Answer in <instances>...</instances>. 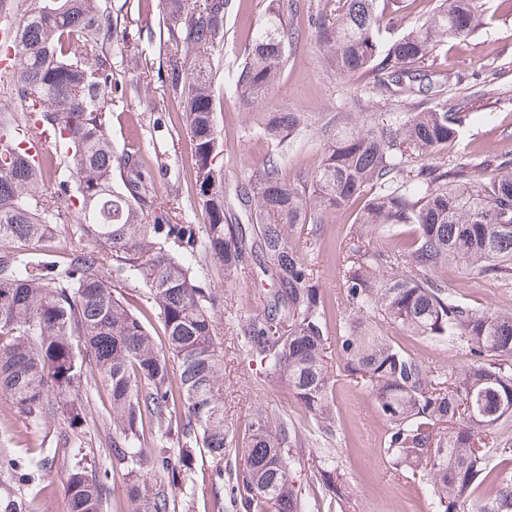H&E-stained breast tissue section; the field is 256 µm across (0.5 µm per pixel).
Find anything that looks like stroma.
I'll list each match as a JSON object with an SVG mask.
<instances>
[{"label": "stroma", "instance_id": "obj_1", "mask_svg": "<svg viewBox=\"0 0 512 512\" xmlns=\"http://www.w3.org/2000/svg\"><path fill=\"white\" fill-rule=\"evenodd\" d=\"M121 7L132 27L141 31V47L151 62L164 57L163 0H112ZM267 0H232L224 25V47L215 58L216 122L223 139L224 188L235 196L248 174L276 158L284 177L318 168L324 157L323 123L341 117L362 121L374 112L397 111V103L370 92L357 78L331 74L324 52L309 23L307 10L291 20L298 33L288 48V62L280 78L260 104L246 108L234 93L232 79L239 56L253 30L264 16ZM428 68L449 76L446 98L449 107L465 105L469 120L457 137L439 151L440 157H465L473 163L512 155V0H480L476 28L465 40L440 45ZM287 111L304 114L308 123L285 143H277L260 130L265 113ZM182 117L177 100L164 76L140 80L127 71L122 99L112 108V142L122 147L129 129L141 138L143 163L151 173L159 199L178 196L187 217L200 221L197 190L191 160L178 140ZM365 203L357 198L348 209L323 215L319 243L310 255L319 270V286L329 317L344 309L343 266L339 244L358 231L357 215ZM195 272L205 287L221 302L224 336V413L229 421L247 423L256 410L264 409L288 417L296 433L293 442L301 459L332 451L348 490L344 512H435L429 486L411 471L394 470L383 452L386 426L379 416L369 389L347 377L341 363L336 374V431L319 434L310 415L283 386L267 381L264 367L239 343L242 322L261 316L269 284L260 273L225 279L203 256H196ZM450 289L477 310L512 311V283L476 270L451 269L446 273ZM386 332L393 342L414 354L430 368L452 369L466 362L467 355L451 344H437L411 335L395 326ZM83 446L89 459L108 471V499L103 512H127L126 476L112 464L111 432L106 423L111 413L108 395L101 389L86 391ZM60 427L51 423L34 426L11 400L0 395V448L19 456L50 450L39 483L35 512H69L66 483L67 462L54 447Z\"/></svg>", "mask_w": 512, "mask_h": 512}]
</instances>
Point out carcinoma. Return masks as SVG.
<instances>
[{
    "label": "carcinoma",
    "instance_id": "cac0c4a2",
    "mask_svg": "<svg viewBox=\"0 0 512 512\" xmlns=\"http://www.w3.org/2000/svg\"><path fill=\"white\" fill-rule=\"evenodd\" d=\"M165 66L178 100L197 188L201 224L179 199L158 200L132 130L112 145V94L124 89L119 60L142 64L140 32L112 0H17L0 51L19 59L0 69V394L37 425L71 431L67 456L70 512H102L108 472L88 462L78 429L86 418L83 385L106 390L112 408V463L126 471L128 512H175L173 491L193 482L195 452L212 460L217 512H302V471L288 421L258 411L236 427L224 416L221 304L196 277L198 242L209 263L229 277L259 262L271 283L263 314L240 337L304 406L320 432L332 433L334 379L327 360L328 318L318 270L304 255L310 224L372 188L360 232L345 244V311L336 351L353 381L370 388L385 425L384 453L394 469L423 473L436 512H512V478L497 476L492 497L474 491L491 475L493 430L512 423V312L478 311L448 287L451 265L512 281V158L481 180L459 158L432 162L470 113L448 111L443 89L422 69L438 46L475 29L476 0H440L419 28L382 46L377 0H319L311 22L326 64L409 109L326 130L321 166L285 180L278 160L248 175L237 201L248 223L232 224L224 169L215 158L213 64L224 45L229 0H165ZM296 0H268L265 15L237 66L243 105L257 104L287 63L295 40L287 19ZM38 124L49 152L24 147ZM307 123L272 112L263 133L284 141ZM424 160L417 167L406 157ZM59 224L77 241L50 260ZM400 226L416 236L406 251L393 242ZM24 242L38 253L11 250ZM141 284L163 324L166 352L140 315L119 297ZM466 348L456 369L428 368L394 343L384 327ZM154 431L145 451L146 431ZM167 479L147 476L150 461ZM44 458L0 454V512H31L21 490L34 486ZM310 480L346 499L331 453L316 457Z\"/></svg>",
    "mask_w": 512,
    "mask_h": 512
}]
</instances>
